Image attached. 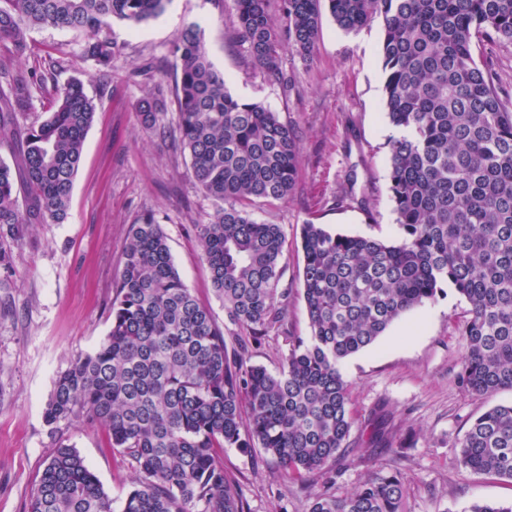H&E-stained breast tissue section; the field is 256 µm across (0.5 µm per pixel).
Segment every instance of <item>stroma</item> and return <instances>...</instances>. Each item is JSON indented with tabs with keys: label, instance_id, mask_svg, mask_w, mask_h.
Wrapping results in <instances>:
<instances>
[{
	"label": "stroma",
	"instance_id": "obj_1",
	"mask_svg": "<svg viewBox=\"0 0 512 512\" xmlns=\"http://www.w3.org/2000/svg\"><path fill=\"white\" fill-rule=\"evenodd\" d=\"M200 23L215 68L237 98L260 102L297 125L299 181L292 197L258 202L256 220L281 225L288 242L282 281L292 290L288 328L310 333L301 294L300 228L313 221L336 233L394 240L400 235L388 191V141L395 130L382 105L381 21L356 32L323 15L312 60L280 53L291 90L252 62L237 35L232 0H170L140 26L116 21L111 67L81 54L83 34L43 27L17 52L18 67L60 58L58 82L82 79L98 104L62 224H29L0 270V512H27L37 481L60 444L76 448L114 501L134 477L111 446L104 426L82 420L51 431L43 421L56 377L92 352L110 327L113 286L131 224L153 215L161 224L184 283L210 309L227 344L242 330L224 313L212 287L194 225L208 221L212 201L197 187L190 158L178 144L177 101L167 51L186 25ZM164 83L166 135L144 131L138 101ZM469 308L452 285L435 301L407 312L372 346L346 358L341 372L354 416L352 441L369 436L375 412L386 417L378 448L352 450L337 464L335 488L345 495L378 471L396 472L409 487L406 512H464L473 503L512 502V480L461 471L455 452L471 422L488 408L512 404V390L492 396L456 384L466 348L458 327ZM251 512H305L307 492L279 474L262 449H225Z\"/></svg>",
	"mask_w": 512,
	"mask_h": 512
}]
</instances>
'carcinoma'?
Returning <instances> with one entry per match:
<instances>
[{
  "instance_id": "obj_1",
  "label": "carcinoma",
  "mask_w": 512,
  "mask_h": 512,
  "mask_svg": "<svg viewBox=\"0 0 512 512\" xmlns=\"http://www.w3.org/2000/svg\"><path fill=\"white\" fill-rule=\"evenodd\" d=\"M168 0H0V268L19 225L62 223L97 105L74 78L56 80L53 57L12 68L36 27L90 34L82 55L108 67L117 19L139 25ZM237 33L269 79L288 44L313 57L328 12L345 32L382 20L383 106L401 134L388 143V181L401 236L392 241L301 225L302 291L310 335L287 327L291 289L281 286L286 238L250 206L289 198L301 138L260 102L233 96L190 25L169 53L180 143L214 205L194 225L212 287L248 336L227 347L210 310L182 281L153 217L130 225L113 287L111 327L93 352L55 380L44 422L55 431L83 419L104 426L137 474L121 512H249L220 461L226 448H261L290 479L321 480L305 512H404L408 488L378 472L346 497L332 491L354 423L342 361L371 346L405 313L451 284L469 304L460 331L464 390L512 389V105L480 46L512 43V0H233ZM158 82L138 102L144 129L161 131ZM38 94L53 107L22 122ZM288 340L276 373L250 363L249 348L273 329ZM469 473L512 479V405H495L458 440ZM27 512H112V497L72 446L48 459Z\"/></svg>"
}]
</instances>
